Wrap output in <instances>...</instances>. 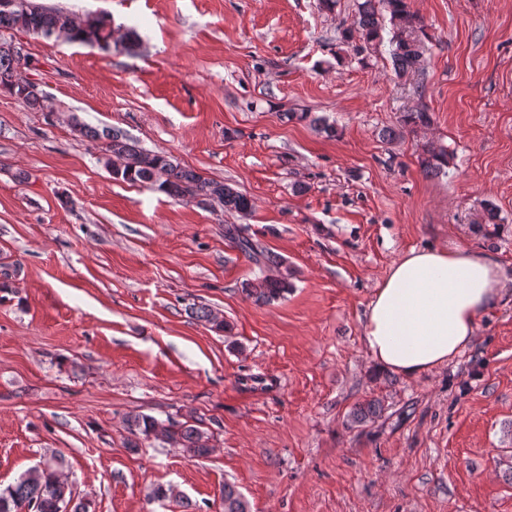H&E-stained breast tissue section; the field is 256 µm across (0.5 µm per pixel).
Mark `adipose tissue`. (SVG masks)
<instances>
[{
  "mask_svg": "<svg viewBox=\"0 0 512 512\" xmlns=\"http://www.w3.org/2000/svg\"><path fill=\"white\" fill-rule=\"evenodd\" d=\"M505 292L504 271L485 252L409 250L367 306L365 346L379 366L407 378L446 366L471 344L479 316Z\"/></svg>",
  "mask_w": 512,
  "mask_h": 512,
  "instance_id": "obj_1",
  "label": "adipose tissue"
}]
</instances>
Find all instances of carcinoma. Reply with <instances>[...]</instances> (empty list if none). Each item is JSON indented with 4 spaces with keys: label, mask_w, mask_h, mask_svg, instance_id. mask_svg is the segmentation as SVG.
Segmentation results:
<instances>
[{
    "label": "carcinoma",
    "mask_w": 512,
    "mask_h": 512,
    "mask_svg": "<svg viewBox=\"0 0 512 512\" xmlns=\"http://www.w3.org/2000/svg\"><path fill=\"white\" fill-rule=\"evenodd\" d=\"M389 14L392 26L390 56L394 70L399 75L424 70L423 21L408 7L407 0H362L357 5L354 20L362 31L365 44L379 38L384 26V14ZM24 30L41 36L58 30H65L67 41L94 47L109 43L112 36V20L88 17L83 23L75 24L72 14L62 9H46L35 0H25L21 9L0 7V31L16 30L18 23ZM11 43L0 41V90L7 92L37 111L43 110L46 95L38 86L23 82L21 67L27 56L12 54ZM401 127L425 128L432 119L427 108L420 107L401 115ZM73 131L96 143L99 151L108 157L118 156L124 166L113 173L117 180L148 183L170 197L203 203L217 197L227 211L246 214L252 209L251 200L235 188L204 177L198 171L180 165L172 156L138 147L118 130L102 131L73 117ZM448 150L444 147L429 146L422 161L427 173L437 174L448 166ZM224 237L255 261L265 266H277L279 259L272 253L257 250L246 238L239 236L237 228H224ZM289 283L285 276L266 277L249 290V294L259 303H269L288 292ZM165 442L187 449L197 457L211 452L209 436L198 427L175 420L168 421ZM126 428L134 436L145 438L154 434L158 421L149 416L137 414L125 419ZM224 512H249L248 503L234 485L224 484ZM0 512H86L83 503L73 502L70 486L58 482L55 467L40 469L35 467L23 474L16 482L0 489Z\"/></svg>",
    "instance_id": "obj_1"
}]
</instances>
